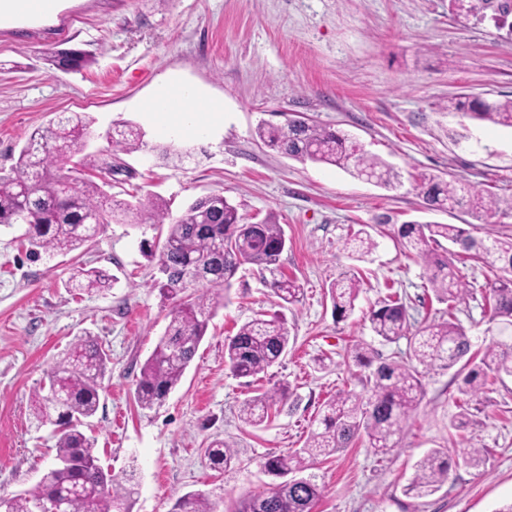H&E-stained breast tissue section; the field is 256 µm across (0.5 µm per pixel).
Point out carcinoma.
<instances>
[{
  "label": "carcinoma",
  "mask_w": 512,
  "mask_h": 512,
  "mask_svg": "<svg viewBox=\"0 0 512 512\" xmlns=\"http://www.w3.org/2000/svg\"><path fill=\"white\" fill-rule=\"evenodd\" d=\"M450 2L459 16L490 9L502 25L512 14V0ZM49 61L70 72L86 67L91 57L80 51L59 50L50 53ZM445 109H466L474 119L512 128V98H455L448 100ZM90 127L87 116L78 113L51 122L30 135L10 169L0 170V225H25L22 237L34 256L68 254L88 247L111 223L163 224L168 218L166 204L158 197L133 204L104 195L100 182L105 178L131 177L120 162H101L91 154L73 161L84 150ZM257 135L288 156L333 165L358 179L376 175L385 186L398 182V174L385 161L329 127L290 119L283 126L261 125ZM143 137L141 129L125 125L113 129L107 143L113 152H131L146 146ZM417 189L427 209L433 211L462 209L477 218L512 212V200L485 196L459 179L422 173ZM397 237L404 252L423 262L432 291L439 301L448 303V316L432 319L409 337L410 315L401 298L394 295L371 309L368 319L376 336L386 342L409 337L410 361L376 364L364 345L355 344L354 362L369 370L365 392L341 390L326 400L311 421L302 448L265 457L264 471L280 482L241 500L234 512H313L325 488L303 472L319 458L361 439L377 454L391 451L423 397L425 374L435 368L450 370L465 361L458 371L463 396L477 394L492 378L512 376V343L495 341L481 357L470 354L471 339L453 313L469 294L457 262L469 259L501 272L490 284L492 318L512 327V237L477 239L459 224L419 222L399 225ZM443 240L456 250L438 251ZM286 245L281 225L242 223L237 206L220 193L193 202L168 223L161 251H151L148 256H158L159 270L166 276L161 292L172 301L170 321L141 367L135 388L141 408L161 404L181 382L210 320L223 305L221 292L230 291L239 266L250 263L272 272L278 269ZM113 281L105 271L82 265L68 287L99 291L111 287ZM200 287L203 291L198 294H186L188 289ZM270 288L280 310L244 322L235 335L224 340L225 362L238 378L264 373L288 351L284 310L300 302L303 288L283 274ZM360 291L361 281L354 276L332 282L329 295L335 314L349 315ZM107 361L98 338L86 334L50 367L46 385L34 392V400L38 419L57 425L54 462L33 488L1 498L4 512H37L50 505L58 493L67 495L68 512H131L136 494L133 477L118 478L103 470L96 440L85 432L99 408ZM287 398L288 387L277 384L245 400L239 408L240 419L261 426L273 407ZM205 457L211 469L223 473L238 461L239 451L216 439L205 449ZM449 470L447 452H428L416 463L406 492L418 497L435 493L448 481ZM173 512H217V506L208 492H188L176 500Z\"/></svg>",
  "instance_id": "cac0c4a2"
}]
</instances>
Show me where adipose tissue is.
I'll list each match as a JSON object with an SVG mask.
<instances>
[{"mask_svg": "<svg viewBox=\"0 0 512 512\" xmlns=\"http://www.w3.org/2000/svg\"><path fill=\"white\" fill-rule=\"evenodd\" d=\"M143 107L157 120L158 131H166L173 123L189 137L205 135L211 121L224 112L222 99L207 96L197 85L175 73L161 81Z\"/></svg>", "mask_w": 512, "mask_h": 512, "instance_id": "obj_1", "label": "adipose tissue"}]
</instances>
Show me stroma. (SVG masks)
Here are the masks:
<instances>
[{"label": "stroma", "instance_id": "obj_1", "mask_svg": "<svg viewBox=\"0 0 512 512\" xmlns=\"http://www.w3.org/2000/svg\"><path fill=\"white\" fill-rule=\"evenodd\" d=\"M57 49L91 53L93 62L57 70L47 59ZM170 72L223 98L224 116L204 137L159 133L141 112ZM464 94L512 98V29L455 16L449 0H62L52 18L1 24L0 167L64 114L92 119L96 136L86 150L95 154L107 148L106 130L137 125L146 146L123 157L134 176L109 194L160 197L175 218L193 201L224 193L244 223L282 225L281 270L304 294L287 312V354L255 381L235 377L224 362L225 338L277 309L263 273L240 266L180 384L162 406L145 410L136 381L171 307L147 249L162 244L165 227L112 223L88 250L33 260L19 241L22 226H0V497L31 488L52 463L53 428L34 415L32 395L87 333L109 355L88 433L103 467L116 476L134 472L133 512H171L179 496L197 490L218 495V512H232L239 498L268 488L273 478L260 460L302 448L325 399L362 391L353 344L408 360L407 339L376 337L369 311L394 293L420 322L447 309L421 260L397 245L395 225L459 224L478 238L512 237V217L486 222L457 209L429 211L416 188L418 174L432 173L512 199V128L448 111L449 97ZM295 116L348 134L399 173L400 187L289 158L255 134L261 123ZM162 146L183 161L163 162ZM361 229L376 247L359 261L349 240ZM82 263L116 276L114 287L68 288ZM353 272L362 291L339 319L327 287ZM463 274L470 294L455 315L480 353L502 337L486 307L495 273L470 261ZM282 382L287 403L261 427L244 424L242 402ZM423 383L392 453L374 454L360 440L315 463L311 472L326 492L314 512H497L512 502V378L470 398L450 370H432ZM464 405L469 423L459 431L453 420ZM215 439L238 448L240 466L221 474L208 467L204 450ZM473 447L484 452L481 466L466 462ZM444 448L457 461L447 482L426 497L406 494L416 462Z\"/></svg>", "mask_w": 512, "mask_h": 512}]
</instances>
